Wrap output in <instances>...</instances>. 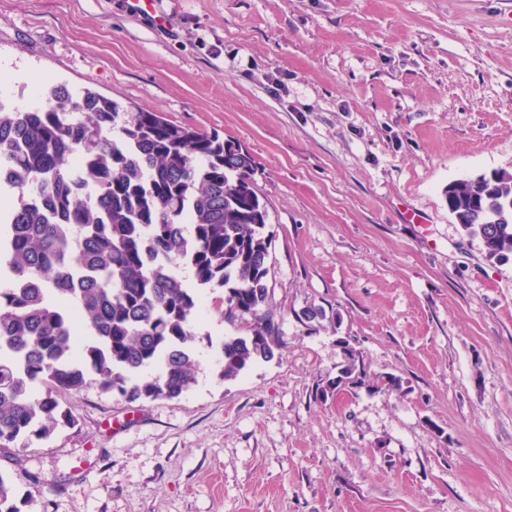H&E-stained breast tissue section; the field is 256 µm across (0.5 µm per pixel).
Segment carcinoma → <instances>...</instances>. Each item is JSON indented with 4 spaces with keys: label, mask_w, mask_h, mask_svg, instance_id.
<instances>
[{
    "label": "carcinoma",
    "mask_w": 512,
    "mask_h": 512,
    "mask_svg": "<svg viewBox=\"0 0 512 512\" xmlns=\"http://www.w3.org/2000/svg\"><path fill=\"white\" fill-rule=\"evenodd\" d=\"M1 166L11 179L0 191L14 199L0 210L1 449L75 425L58 396L91 382L130 402L189 391L202 290H224V320L246 323V334L224 337L221 379L279 357L273 232L241 146L59 83L38 105L0 112ZM446 194L488 258L512 255V172L453 182ZM346 352L321 398L354 374ZM0 512H21L1 475Z\"/></svg>",
    "instance_id": "cac0c4a2"
}]
</instances>
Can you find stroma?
I'll use <instances>...</instances> for the list:
<instances>
[{"label": "stroma", "instance_id": "35a3bbf8", "mask_svg": "<svg viewBox=\"0 0 512 512\" xmlns=\"http://www.w3.org/2000/svg\"><path fill=\"white\" fill-rule=\"evenodd\" d=\"M159 9L162 27L123 0H0V97L26 108L60 82L240 144L285 345L221 380L242 328L203 292L190 391L91 384L63 398L75 426L0 451L22 512H512V259L444 195L512 170V0ZM345 341L362 381L320 399Z\"/></svg>", "mask_w": 512, "mask_h": 512}]
</instances>
